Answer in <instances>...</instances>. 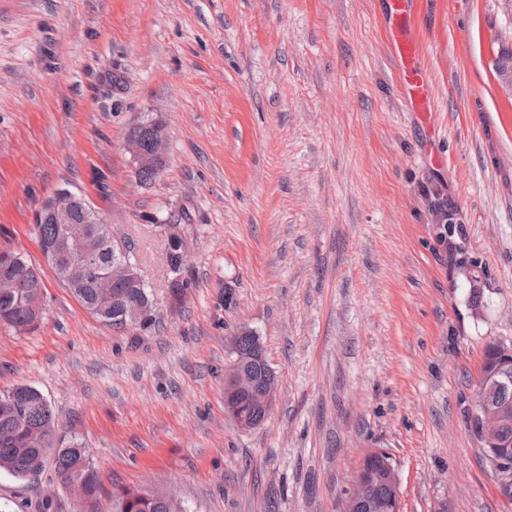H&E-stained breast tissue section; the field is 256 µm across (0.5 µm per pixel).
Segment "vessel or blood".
<instances>
[{"instance_id": "1", "label": "vessel or blood", "mask_w": 512, "mask_h": 512, "mask_svg": "<svg viewBox=\"0 0 512 512\" xmlns=\"http://www.w3.org/2000/svg\"><path fill=\"white\" fill-rule=\"evenodd\" d=\"M415 0H387L388 40L398 61V79L402 95L413 112L429 119L431 77L422 64L423 45L419 39Z\"/></svg>"}]
</instances>
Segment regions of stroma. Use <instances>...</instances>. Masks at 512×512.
Segmentation results:
<instances>
[{"mask_svg":"<svg viewBox=\"0 0 512 512\" xmlns=\"http://www.w3.org/2000/svg\"><path fill=\"white\" fill-rule=\"evenodd\" d=\"M386 0H0V248L39 268L38 328L0 325V391L38 389L112 494L186 512H341L387 452L402 512H512L467 432L512 345V0H421L444 165L402 98ZM162 117L166 166L124 144ZM85 194L136 254L155 325L118 332L56 278L35 216ZM184 227L189 282L165 286ZM277 375L257 429L224 410L228 342ZM53 465L0 470V512H75ZM182 251H183V241L176 239L174 242L168 241V252L166 254V264L168 266L173 267L174 269H177L179 272L178 279H172L168 288H169V294L170 296L178 301L182 298L184 295V292L186 288H188L189 283L187 280L182 278V271L181 265H185V261H182ZM169 267L168 268V275L172 276L174 273V269Z\"/></svg>","mask_w":512,"mask_h":512,"instance_id":"1","label":"stroma"}]
</instances>
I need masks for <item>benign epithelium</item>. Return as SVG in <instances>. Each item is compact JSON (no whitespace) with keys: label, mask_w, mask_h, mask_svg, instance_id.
<instances>
[{"label":"benign epithelium","mask_w":512,"mask_h":512,"mask_svg":"<svg viewBox=\"0 0 512 512\" xmlns=\"http://www.w3.org/2000/svg\"><path fill=\"white\" fill-rule=\"evenodd\" d=\"M152 131L151 148L145 149L141 136L132 132L128 135L125 148L133 157L136 168L150 167L162 171L167 154L168 131L164 122L153 119L149 122ZM82 214L84 223L101 224L103 220L90 201L81 194L67 189L57 191L37 212V224H61L63 234L55 244L41 248L48 263L55 264L62 258H68L76 263V273L83 278L88 276L94 265L108 249L112 235H101L100 245L92 244L84 232L73 228L74 216ZM132 282L144 287L142 277L134 276L131 265L125 259L117 256L107 262L104 273L95 279L97 296L102 299L117 301L116 288ZM509 379L505 375L496 376L492 373L480 375L475 389V401L468 416V433L480 444L486 464L489 465L495 477L500 495L512 499V452L507 448L512 446L506 439V433L512 428V404L505 402L495 404L492 395L496 392L507 391ZM275 379L267 380L258 385L247 364L238 359L229 368L224 383V408L235 417L237 425L243 430L255 428L253 422L236 417L235 403L239 396L248 394L255 406L264 413H269L276 394ZM389 485L394 490L391 503H386L375 491V480ZM401 508L399 485L395 469L390 458H385V468L379 475H374L366 468H361L355 479L353 488L348 494L343 512H388Z\"/></svg>","instance_id":"1"}]
</instances>
